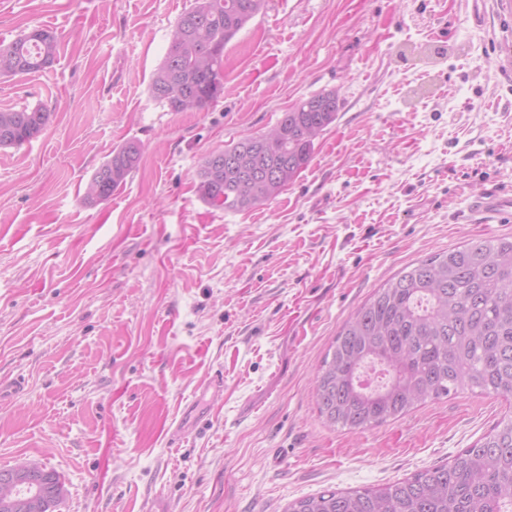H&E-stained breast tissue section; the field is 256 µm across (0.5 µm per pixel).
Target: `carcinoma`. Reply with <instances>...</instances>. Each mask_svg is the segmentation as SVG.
Masks as SVG:
<instances>
[{"label":"carcinoma","instance_id":"obj_1","mask_svg":"<svg viewBox=\"0 0 512 512\" xmlns=\"http://www.w3.org/2000/svg\"><path fill=\"white\" fill-rule=\"evenodd\" d=\"M267 0H195L176 22L166 56L150 84L172 112L194 93L197 109L224 95V49ZM59 39L43 29L0 43V74L43 71L57 58ZM339 93L322 91L282 114L274 138L246 136L205 157L197 191L226 210L252 209L279 196L310 163L314 140L336 120ZM43 107L0 110V147L21 146L50 121ZM141 145L130 140L93 173L97 196H112L137 169ZM284 174L268 190L256 175ZM469 387L512 399V240L470 242L436 254L378 289L335 336L314 379L324 421L349 430L395 419L432 398ZM285 512H512V415L452 461L401 482L361 490H325L293 501Z\"/></svg>","mask_w":512,"mask_h":512}]
</instances>
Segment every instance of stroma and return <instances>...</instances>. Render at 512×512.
I'll use <instances>...</instances> for the list:
<instances>
[{
    "mask_svg": "<svg viewBox=\"0 0 512 512\" xmlns=\"http://www.w3.org/2000/svg\"><path fill=\"white\" fill-rule=\"evenodd\" d=\"M193 3L0 0V41L61 39L52 67L0 76V110L52 114L0 148V384L22 383L0 469L43 460L55 512H284L448 463L506 410L467 388L350 431L323 423L314 376L386 281L512 236L479 206L512 190V0H268L224 51L223 96L172 112L149 85ZM330 89L336 120L274 201L200 199L206 156ZM129 140L138 169L84 204Z\"/></svg>",
    "mask_w": 512,
    "mask_h": 512,
    "instance_id": "1",
    "label": "stroma"
}]
</instances>
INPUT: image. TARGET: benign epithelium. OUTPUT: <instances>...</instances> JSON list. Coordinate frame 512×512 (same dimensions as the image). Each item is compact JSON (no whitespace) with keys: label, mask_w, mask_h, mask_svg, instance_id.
<instances>
[{"label":"benign epithelium","mask_w":512,"mask_h":512,"mask_svg":"<svg viewBox=\"0 0 512 512\" xmlns=\"http://www.w3.org/2000/svg\"><path fill=\"white\" fill-rule=\"evenodd\" d=\"M59 487L38 462L15 465L0 474V508L7 512H47Z\"/></svg>","instance_id":"7a95c632"}]
</instances>
